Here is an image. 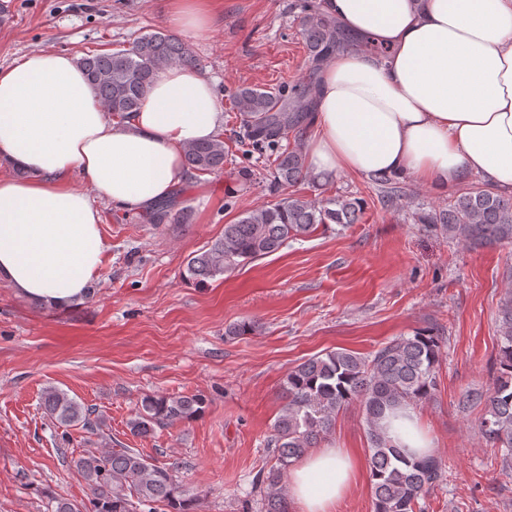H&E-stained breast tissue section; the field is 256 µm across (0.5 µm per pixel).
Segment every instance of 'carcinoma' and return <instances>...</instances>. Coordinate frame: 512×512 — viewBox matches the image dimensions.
Here are the masks:
<instances>
[{
  "label": "carcinoma",
  "mask_w": 512,
  "mask_h": 512,
  "mask_svg": "<svg viewBox=\"0 0 512 512\" xmlns=\"http://www.w3.org/2000/svg\"><path fill=\"white\" fill-rule=\"evenodd\" d=\"M308 62L316 71L348 38L319 7L306 2L301 16ZM80 66L106 112L123 120L138 111L148 88L162 67L196 68L199 60L178 36L164 29L138 36L128 49L89 51ZM317 85L313 78L291 91L277 92L241 87L238 109L245 114L252 142L276 150L275 182L293 185L307 180L309 171L300 147L283 148L288 133L303 131L314 110ZM185 165L201 174L224 169V138L194 143L185 150ZM175 199L152 207L150 220L162 224L172 218ZM364 209L357 198L333 197L316 201L302 197L279 200L244 213L224 225V234L191 256L188 278L205 284L229 270L278 251L288 240L303 237L325 224H354ZM422 224L440 226L449 236L470 244H512V197L471 184L448 200V207L420 218ZM442 337L430 331L392 339L366 356L333 350L313 356L288 373L283 384L286 404L274 424L271 442L277 465L259 478L275 489L265 512H288L277 491L292 462L330 432L339 410L358 403L365 411L370 444V478L374 512H415L419 499L443 479L441 459L418 457L398 446L386 431L385 421L397 410L432 399L438 390ZM498 374L486 391H468L466 406L484 405L479 429L487 442L501 450L502 469L512 475V303L505 305L498 349ZM206 399L201 394L147 395L129 422L136 435H147L160 426L190 421L200 416ZM42 406L63 427H102L91 419L93 410L56 389L46 391ZM87 487L86 499L60 495L48 500V512H140L145 506L157 512H194L176 465L147 462L133 448L85 451L73 460Z\"/></svg>",
  "instance_id": "1"
}]
</instances>
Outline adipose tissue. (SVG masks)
Segmentation results:
<instances>
[{
    "label": "adipose tissue",
    "instance_id": "1",
    "mask_svg": "<svg viewBox=\"0 0 512 512\" xmlns=\"http://www.w3.org/2000/svg\"><path fill=\"white\" fill-rule=\"evenodd\" d=\"M359 44L321 69L305 144L312 174L409 177L443 192L480 176L512 193V0H318ZM197 33L211 0H170ZM224 122L213 83L170 66L144 104L114 123L67 54L40 50L0 69V280L58 311L90 293L108 244L100 204L143 213L186 178L184 151ZM336 448L289 475L304 512H333L354 476Z\"/></svg>",
    "mask_w": 512,
    "mask_h": 512
}]
</instances>
